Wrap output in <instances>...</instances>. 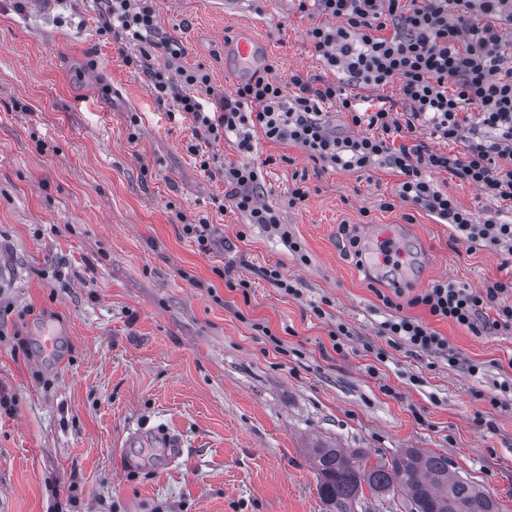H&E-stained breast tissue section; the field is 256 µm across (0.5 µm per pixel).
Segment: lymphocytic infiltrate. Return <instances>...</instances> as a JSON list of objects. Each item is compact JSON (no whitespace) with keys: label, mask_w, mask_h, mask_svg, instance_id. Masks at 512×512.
I'll list each match as a JSON object with an SVG mask.
<instances>
[{"label":"lymphocytic infiltrate","mask_w":512,"mask_h":512,"mask_svg":"<svg viewBox=\"0 0 512 512\" xmlns=\"http://www.w3.org/2000/svg\"><path fill=\"white\" fill-rule=\"evenodd\" d=\"M320 16L309 31L318 60L333 80L294 74V93L279 82L257 77L233 94L213 90L216 111H204L193 94L210 77L203 69L180 64L182 45L162 36L150 0H106L99 34L115 40L147 43L160 50L164 68L142 61L157 98L173 97L179 113L191 121L192 143L234 139L242 163L224 170L229 198L250 223L277 236L292 253L301 247L278 210L256 193L260 170L250 160L252 133L296 146L313 160L345 172L384 166L401 175L398 197L451 224L467 242L512 255V222L476 221L433 176L451 172L500 202L512 204V44L499 27L512 25V0H313ZM396 85L403 112L366 105L364 89ZM337 106L355 133L328 129L323 108ZM430 129L446 143L465 141L453 157L415 139L417 128ZM512 285L493 282L472 290L449 281L434 283L412 297L430 316L479 334L489 326H512V305L500 304ZM496 304L494 321L483 317ZM389 341L434 354L448 351V340L425 320L393 315L380 324Z\"/></svg>","instance_id":"lymphocytic-infiltrate-1"}]
</instances>
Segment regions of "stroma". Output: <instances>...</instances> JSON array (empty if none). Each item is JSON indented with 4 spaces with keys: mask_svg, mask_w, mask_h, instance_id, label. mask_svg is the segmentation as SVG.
I'll return each instance as SVG.
<instances>
[{
    "mask_svg": "<svg viewBox=\"0 0 512 512\" xmlns=\"http://www.w3.org/2000/svg\"><path fill=\"white\" fill-rule=\"evenodd\" d=\"M153 6L183 65L225 93L247 80L224 53L243 27L261 43L258 74L333 77L297 0ZM99 10L0 0V391L13 398L0 408V512H327L308 453L319 439L375 461L445 455L512 512V327L477 335L407 306L447 354L379 333L382 295L508 282L512 256L400 201L390 169L343 172L258 131L264 200L302 247L288 252L224 197L235 143L209 146L203 171L189 119L156 99L139 45L98 35ZM434 181L479 219L501 210L447 171ZM298 186L308 197L290 204ZM201 219L217 230L207 254L182 232ZM370 225L395 226L405 267L363 266L356 237ZM274 268L299 296L264 277ZM165 434L178 458L161 452Z\"/></svg>",
    "mask_w": 512,
    "mask_h": 512,
    "instance_id": "obj_1",
    "label": "stroma"
}]
</instances>
